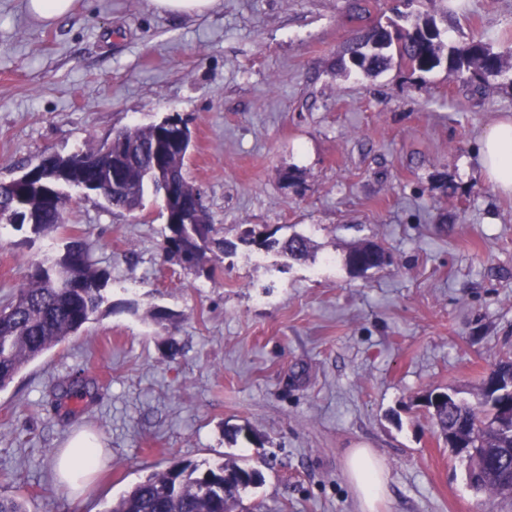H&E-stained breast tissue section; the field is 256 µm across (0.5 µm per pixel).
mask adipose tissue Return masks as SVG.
Instances as JSON below:
<instances>
[{
  "label": "adipose tissue",
  "mask_w": 512,
  "mask_h": 512,
  "mask_svg": "<svg viewBox=\"0 0 512 512\" xmlns=\"http://www.w3.org/2000/svg\"><path fill=\"white\" fill-rule=\"evenodd\" d=\"M478 164L499 191L512 194V115L502 114L488 124L481 135ZM99 443L70 440L58 456L55 472L59 481L76 484L89 479L101 463ZM348 479L361 512H376L385 489L384 468L368 448H354L345 461Z\"/></svg>",
  "instance_id": "ef3b65f1"
}]
</instances>
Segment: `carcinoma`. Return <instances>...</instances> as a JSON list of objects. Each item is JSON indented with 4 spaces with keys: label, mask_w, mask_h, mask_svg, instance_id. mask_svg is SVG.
<instances>
[{
    "label": "carcinoma",
    "mask_w": 512,
    "mask_h": 512,
    "mask_svg": "<svg viewBox=\"0 0 512 512\" xmlns=\"http://www.w3.org/2000/svg\"><path fill=\"white\" fill-rule=\"evenodd\" d=\"M394 18L366 27V33L352 38L345 49L353 66L380 73L392 62L411 73H429L446 67L448 74H468L469 79L486 83L512 69V50L495 52L481 39L473 37L456 44L444 37L436 18L428 13L420 16L391 8ZM163 131L161 123L148 126H128L114 132L124 137L132 147L123 176L128 190L108 199L107 206L128 213L143 209L149 194L163 197L174 190L184 200L193 203L200 192L183 175L184 162L192 142L191 130H186V143L181 151L157 157L154 145ZM104 145L89 146L76 155L57 154L42 157L40 164L13 180L16 191L0 192V224L15 230L26 228L37 237L64 226L67 202L72 183L78 174L72 170L73 160L80 156L96 162ZM106 162V161H104ZM112 166L111 162H106ZM193 223L169 224L160 245L162 256L175 259L185 268L204 265L207 254H223L230 243L218 236L214 225L206 220L203 209L193 211ZM276 250L291 259L300 260L309 252V239L293 233L283 239L262 236L255 229L245 232L242 241ZM385 251L364 242L351 248L345 264L356 273H365L384 265ZM104 272L95 267L86 244L72 239L63 252L47 253L31 263L26 282L19 285L12 300L0 310V390L13 382L29 362L41 356L66 338L85 327L104 302ZM512 373V359L500 360L493 375L503 384L489 389L481 382L477 403L469 404L450 394L433 403V393L424 397L432 409L441 435L467 431L472 442L487 449L491 470L484 473L480 491L486 495L485 506L490 512L503 502H512L504 494L502 484L512 480V429L500 426L499 404L512 395L507 393L506 378ZM261 469L249 460L222 462L206 470L182 462L164 471L152 472L122 494L106 512H219L223 501L236 503L242 491L262 484ZM0 512H28L21 495H0Z\"/></svg>",
    "instance_id": "obj_1"
}]
</instances>
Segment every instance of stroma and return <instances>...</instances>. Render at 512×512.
I'll use <instances>...</instances> for the list:
<instances>
[{"label":"stroma","instance_id":"35a3bbf8","mask_svg":"<svg viewBox=\"0 0 512 512\" xmlns=\"http://www.w3.org/2000/svg\"><path fill=\"white\" fill-rule=\"evenodd\" d=\"M353 0H216L173 15L147 0H74L44 23L0 0V183L113 130L182 118L186 179L232 249L214 273L164 260L162 204L73 196L60 232L0 233V306L30 263L77 235L109 274L101 311L0 390V493L29 512H107L142 477L184 461H262L241 512H359L350 449L381 459L377 512H482L484 494L439 437L430 390L476 401L512 357V194L476 167L512 114V70L481 88L445 68L336 70L359 30ZM453 41L512 45V0H438ZM310 239L306 259L240 243L252 226ZM370 241L392 256L344 262ZM167 310L153 322L148 313ZM83 396L58 400L62 385ZM257 436L230 439L231 428ZM88 433L102 465L80 496L55 453ZM386 252L379 246L369 242L358 244L351 248L345 256V264L349 269L356 273H366L372 269H378L384 265L387 260ZM384 256L385 260H381ZM362 264L357 267V264Z\"/></svg>","mask_w":512,"mask_h":512}]
</instances>
